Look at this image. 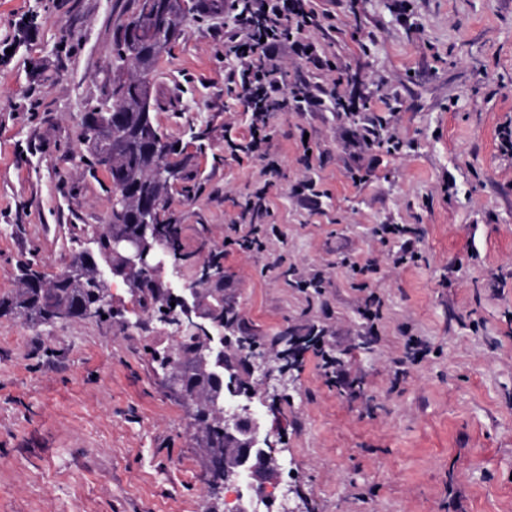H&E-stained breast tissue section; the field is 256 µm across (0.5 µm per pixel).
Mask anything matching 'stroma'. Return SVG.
Here are the masks:
<instances>
[{
	"label": "stroma",
	"instance_id": "35a3bbf8",
	"mask_svg": "<svg viewBox=\"0 0 512 512\" xmlns=\"http://www.w3.org/2000/svg\"><path fill=\"white\" fill-rule=\"evenodd\" d=\"M332 31H312L336 64L284 56L289 83L340 81L389 120L401 147L363 152L346 119L276 112L279 187L257 225L261 252L225 245L239 204L266 180L231 153L250 116L224 74L223 21L183 27L152 75L153 117L180 141L191 195L171 192L193 262L166 257L159 277L180 292L197 265L224 255V303L256 334L264 365L251 410L274 416L277 461L294 463L290 512H512V0H314ZM136 0H0V298L35 259L47 277L95 250L108 221L105 174L89 176L82 121L108 92L106 69ZM38 62L47 82L33 84ZM211 132L198 151L191 133ZM368 168L367 182L348 176ZM314 180L317 209L295 188ZM405 224L421 252L396 268ZM377 261L366 279L344 259ZM321 275L320 289L307 280ZM384 301L369 328L367 292ZM116 318L36 324L0 316V512H212L224 493L205 476L191 414L154 372L150 351L183 331L109 281ZM314 338L282 371L280 336ZM430 355L393 382L407 337ZM326 350L349 385L328 382Z\"/></svg>",
	"mask_w": 512,
	"mask_h": 512
}]
</instances>
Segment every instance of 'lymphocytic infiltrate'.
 Listing matches in <instances>:
<instances>
[{
    "label": "lymphocytic infiltrate",
    "mask_w": 512,
    "mask_h": 512,
    "mask_svg": "<svg viewBox=\"0 0 512 512\" xmlns=\"http://www.w3.org/2000/svg\"><path fill=\"white\" fill-rule=\"evenodd\" d=\"M320 15L311 0H249L246 11L237 13L224 27V46L232 61L226 80L240 86L246 111L250 112V138L247 154L263 163V171L275 175L279 162L272 153L275 131L269 123L274 112H320L326 103H336L345 115H352L337 89L308 81L288 84L284 78L281 49L315 68H330L311 39L310 31L319 27Z\"/></svg>",
    "instance_id": "f902f5d3"
}]
</instances>
